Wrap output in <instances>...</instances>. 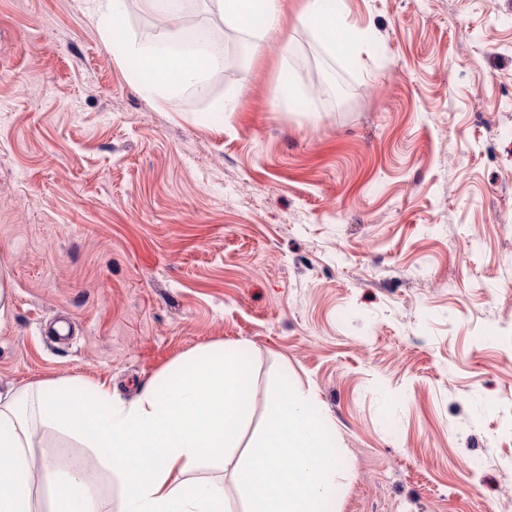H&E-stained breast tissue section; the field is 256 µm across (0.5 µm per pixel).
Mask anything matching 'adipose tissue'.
<instances>
[{
	"label": "adipose tissue",
	"instance_id": "1",
	"mask_svg": "<svg viewBox=\"0 0 512 512\" xmlns=\"http://www.w3.org/2000/svg\"><path fill=\"white\" fill-rule=\"evenodd\" d=\"M225 25L262 40L278 25V0H212ZM106 42L151 98L198 86L221 60L186 45L169 27L149 45L118 24L122 0H92ZM330 55H351L357 31L336 0H308L300 16ZM250 362L244 348L194 352L143 385L130 402L76 378L0 392V512H37L34 493L48 491L47 512H225L224 485L199 478L208 463L230 466L244 512H332L330 493L346 473L336 439L311 395L283 381L266 406L265 426L247 458L234 460L238 425L249 414ZM91 448L109 473L100 494L84 456L35 460L37 429Z\"/></svg>",
	"mask_w": 512,
	"mask_h": 512
}]
</instances>
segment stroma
<instances>
[{
    "mask_svg": "<svg viewBox=\"0 0 512 512\" xmlns=\"http://www.w3.org/2000/svg\"><path fill=\"white\" fill-rule=\"evenodd\" d=\"M306 4L156 101L87 0H0V392L236 344L241 443L312 390L338 512H512V0H344L356 64Z\"/></svg>",
    "mask_w": 512,
    "mask_h": 512,
    "instance_id": "obj_1",
    "label": "stroma"
}]
</instances>
